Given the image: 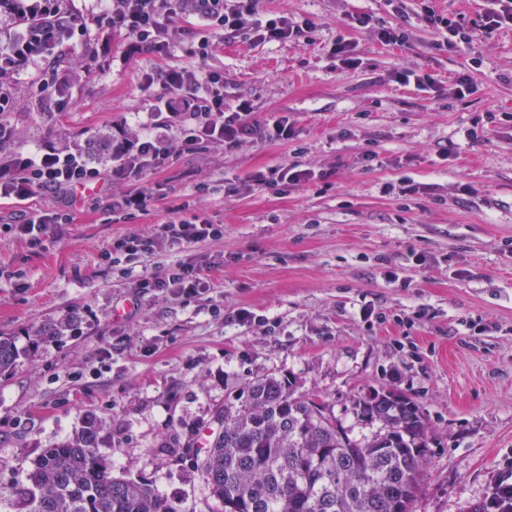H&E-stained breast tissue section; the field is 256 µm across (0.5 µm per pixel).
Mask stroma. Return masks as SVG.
<instances>
[{"label": "stroma", "mask_w": 512, "mask_h": 512, "mask_svg": "<svg viewBox=\"0 0 512 512\" xmlns=\"http://www.w3.org/2000/svg\"><path fill=\"white\" fill-rule=\"evenodd\" d=\"M405 5L397 13L386 0H267L270 12L314 22L299 44L227 41L181 17L184 33L164 61L91 26L63 46L81 78L51 105L32 106L39 72L12 83L22 154L146 121L140 76L163 64L223 71L226 104L243 97L264 121L287 116L292 135L174 158L150 175L153 200L126 221L111 220L110 192L97 189L37 245L9 224L58 200L40 192L0 203V334L21 353L0 376V512H13L42 449L90 417L99 454L128 478L152 483L177 512H221L170 445L199 441L232 393L267 375L320 395L358 439L374 430L356 411L359 397L391 387L413 398L429 425L413 512H472L512 471V28L440 51L421 0ZM356 14L370 16L367 28H351ZM383 26L406 29L409 42L381 43ZM203 37L214 45L205 60L196 53ZM340 37L355 43L357 66L336 56ZM401 69L434 75L436 89L394 81ZM463 73L472 92L460 99L453 84ZM293 162L312 180L224 194ZM405 179L417 193H401ZM201 182L210 186L203 196ZM183 214L224 227L192 252L211 266L205 290L190 302L134 296L155 264L190 252L176 247L127 273L103 253ZM389 269L397 281L385 278ZM70 315L75 335L33 344L32 324Z\"/></svg>", "instance_id": "obj_1"}]
</instances>
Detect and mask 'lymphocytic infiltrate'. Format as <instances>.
<instances>
[{"instance_id": "obj_1", "label": "lymphocytic infiltrate", "mask_w": 512, "mask_h": 512, "mask_svg": "<svg viewBox=\"0 0 512 512\" xmlns=\"http://www.w3.org/2000/svg\"><path fill=\"white\" fill-rule=\"evenodd\" d=\"M262 0H99L93 14L82 13L75 0H0V112L13 108L7 86L21 72L40 67L47 72L39 91L54 92L70 79L55 60L64 42L82 36L87 27L123 34L131 52L168 56L182 30L178 15H193L206 26L223 31L225 39L259 42L307 40L312 20L263 11ZM480 26L465 25L433 6L423 8V20L442 36L437 49L449 50L472 41L477 29L512 26V0H494ZM143 87L160 86L149 122L130 128L117 146L112 163L94 165L82 148L46 149L0 161V198L22 200L37 191L54 193L73 202L80 186L131 182L134 190L110 196L108 210L125 218L143 211L153 196L149 174L165 169L174 157L197 155L219 146L233 149L250 142L289 138L287 118L268 123L257 118L248 99L235 105L224 101V77L195 67H168L143 74ZM224 235V227L194 215L173 218L142 235L113 242L103 254L110 265L159 255L180 245H199ZM138 292H166L183 300L198 297L205 288L204 269L195 255L150 278L136 282Z\"/></svg>"}]
</instances>
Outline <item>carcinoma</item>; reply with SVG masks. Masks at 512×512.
I'll return each mask as SVG.
<instances>
[{"label":"carcinoma","instance_id":"cac0c4a2","mask_svg":"<svg viewBox=\"0 0 512 512\" xmlns=\"http://www.w3.org/2000/svg\"><path fill=\"white\" fill-rule=\"evenodd\" d=\"M70 322L32 330L55 338ZM18 360L0 335V375ZM379 430L356 440L317 396L273 375L248 382L224 404L197 469L224 512H413L427 461L428 426L420 406L391 388L356 402ZM95 422L33 462L15 491V512H176L150 483L114 473L99 455Z\"/></svg>","mask_w":512,"mask_h":512}]
</instances>
